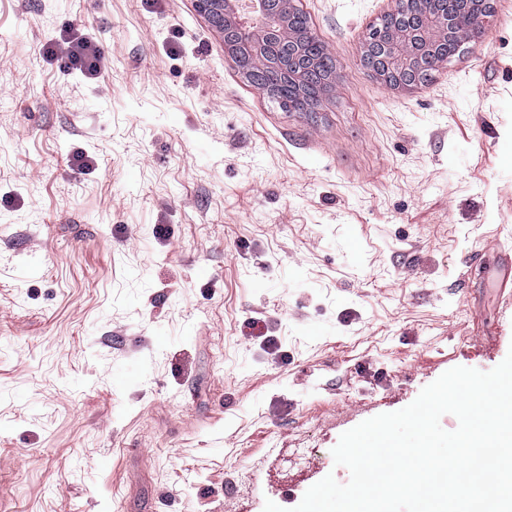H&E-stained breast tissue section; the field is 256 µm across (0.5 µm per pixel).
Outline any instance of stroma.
Listing matches in <instances>:
<instances>
[{
  "label": "stroma",
  "instance_id": "1",
  "mask_svg": "<svg viewBox=\"0 0 512 512\" xmlns=\"http://www.w3.org/2000/svg\"><path fill=\"white\" fill-rule=\"evenodd\" d=\"M297 3L336 61L309 124L196 0H0V512L289 510L349 481L343 432L512 349L466 264L512 235V0L410 92L361 60L396 0ZM68 29L98 79L46 55Z\"/></svg>",
  "mask_w": 512,
  "mask_h": 512
}]
</instances>
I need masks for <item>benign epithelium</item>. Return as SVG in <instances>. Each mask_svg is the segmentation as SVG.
<instances>
[{"instance_id":"obj_1","label":"benign epithelium","mask_w":512,"mask_h":512,"mask_svg":"<svg viewBox=\"0 0 512 512\" xmlns=\"http://www.w3.org/2000/svg\"><path fill=\"white\" fill-rule=\"evenodd\" d=\"M209 23L224 37L225 53L238 65L244 62L276 70L291 89H301L315 61L286 20L293 0H254L262 16L261 28L238 25L234 5L240 0H196ZM415 19H395L392 34L382 42H365L362 60L381 83L394 90H411L418 82L406 74L412 61L422 68L447 63L437 47L441 44L464 45L472 30L460 27L463 17L476 13L487 0H448V12L433 14L427 0H418Z\"/></svg>"}]
</instances>
